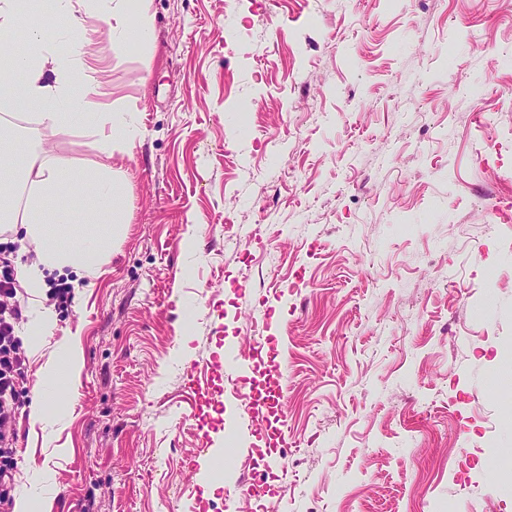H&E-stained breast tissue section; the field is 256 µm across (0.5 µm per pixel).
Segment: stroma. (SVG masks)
<instances>
[{
  "mask_svg": "<svg viewBox=\"0 0 512 512\" xmlns=\"http://www.w3.org/2000/svg\"><path fill=\"white\" fill-rule=\"evenodd\" d=\"M149 13L144 47L92 23L129 151L0 107L18 165L44 145L124 193L99 277L42 297L79 362L38 393L30 358L13 493L36 471L44 512H512V0ZM251 337L274 346L228 369ZM274 376L258 432L236 391Z\"/></svg>",
  "mask_w": 512,
  "mask_h": 512,
  "instance_id": "stroma-1",
  "label": "stroma"
}]
</instances>
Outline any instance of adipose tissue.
I'll use <instances>...</instances> for the list:
<instances>
[{
	"mask_svg": "<svg viewBox=\"0 0 512 512\" xmlns=\"http://www.w3.org/2000/svg\"><path fill=\"white\" fill-rule=\"evenodd\" d=\"M95 9L113 20L114 41L150 42L147 0H52L47 13L22 9L20 0H0V100L22 92L40 122L60 128L94 116L99 141L119 150L135 140L137 130L129 110L101 102V84L91 75L93 30L85 16ZM18 74L25 77L20 87L14 81ZM23 180L29 188L26 220H17L15 198L0 196V221L20 222L25 239L36 246L38 260L26 269L23 288L40 295L46 273L67 269L96 277L105 245L122 222L123 193L111 167L84 176L92 199L85 212L68 202L75 181L54 158L27 163Z\"/></svg>",
	"mask_w": 512,
	"mask_h": 512,
	"instance_id": "adipose-tissue-1",
	"label": "adipose tissue"
}]
</instances>
